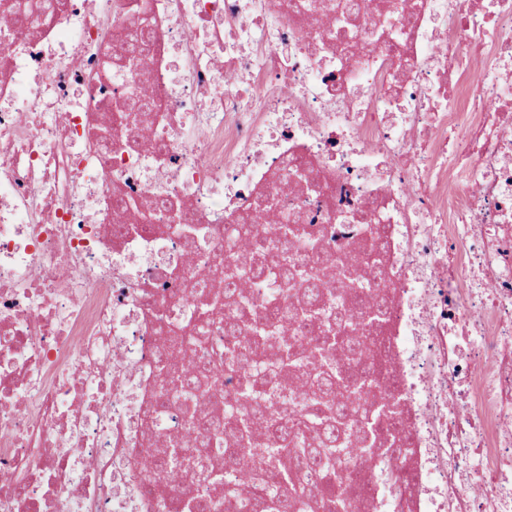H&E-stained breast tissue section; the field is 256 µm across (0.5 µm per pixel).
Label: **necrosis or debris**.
Masks as SVG:
<instances>
[{
  "mask_svg": "<svg viewBox=\"0 0 512 512\" xmlns=\"http://www.w3.org/2000/svg\"><path fill=\"white\" fill-rule=\"evenodd\" d=\"M47 2L0 27V512H229L143 463L224 407L158 366L251 339L213 275L237 224L304 228L322 314L386 301L355 403L403 431L361 429L343 512H512V0Z\"/></svg>",
  "mask_w": 512,
  "mask_h": 512,
  "instance_id": "4bbe7bcc",
  "label": "necrosis or debris"
}]
</instances>
